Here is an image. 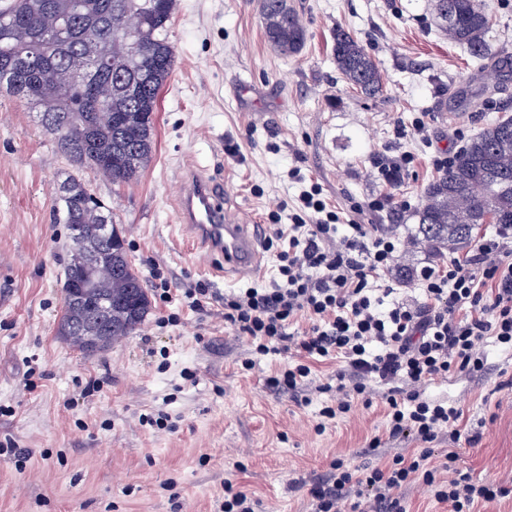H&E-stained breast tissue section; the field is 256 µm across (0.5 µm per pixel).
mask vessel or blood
I'll list each match as a JSON object with an SVG mask.
<instances>
[{
	"instance_id": "obj_1",
	"label": "vessel or blood",
	"mask_w": 512,
	"mask_h": 512,
	"mask_svg": "<svg viewBox=\"0 0 512 512\" xmlns=\"http://www.w3.org/2000/svg\"><path fill=\"white\" fill-rule=\"evenodd\" d=\"M178 222L195 238L199 248L220 259V266L214 269L216 275L229 280L260 267L265 226L247 224L228 214L221 190L200 170L182 173Z\"/></svg>"
}]
</instances>
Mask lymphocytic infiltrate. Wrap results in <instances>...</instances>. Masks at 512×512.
<instances>
[{"label": "lymphocytic infiltrate", "mask_w": 512, "mask_h": 512, "mask_svg": "<svg viewBox=\"0 0 512 512\" xmlns=\"http://www.w3.org/2000/svg\"><path fill=\"white\" fill-rule=\"evenodd\" d=\"M322 194L316 183L303 189L291 224L279 221L282 204L270 209L278 278L226 294L224 323L249 337L257 354L290 355L267 387L305 401L331 395L319 412L327 420L348 414L354 400L381 396L389 437L419 446L364 469L333 460L309 488L313 512H407L403 492L413 485L450 512H477L512 496V485L463 472L453 449L434 460L432 443L460 440L461 414L422 393L449 375L482 371L484 340L512 349V225H498L464 258L422 268V302H399L378 285L392 271L399 239L378 224L341 225ZM324 361L341 362L335 383L313 378L314 364Z\"/></svg>", "instance_id": "1"}]
</instances>
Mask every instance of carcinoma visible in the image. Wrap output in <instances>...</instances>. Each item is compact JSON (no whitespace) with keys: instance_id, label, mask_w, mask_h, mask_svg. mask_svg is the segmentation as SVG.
I'll use <instances>...</instances> for the list:
<instances>
[{"instance_id":"1","label":"carcinoma","mask_w":512,"mask_h":512,"mask_svg":"<svg viewBox=\"0 0 512 512\" xmlns=\"http://www.w3.org/2000/svg\"><path fill=\"white\" fill-rule=\"evenodd\" d=\"M176 0H4L0 4V94L39 108L41 124L72 162L116 185L138 179L153 156L159 93L176 61L169 23ZM448 42L480 61L489 59L491 18L484 0H435ZM140 18L138 31L125 17ZM268 43L291 56L308 31L289 0H262ZM68 22L62 37L52 33ZM333 54L350 88L374 97L383 78L377 61L354 37L338 30ZM112 103L104 116L99 101ZM74 177L58 187L57 221L72 243L66 270L85 258L84 241L98 224H114L112 211ZM416 241L438 258L467 247L485 224H512V118L498 117L468 140L453 164L428 185L417 211ZM112 276L87 297L63 296L58 332L76 349L92 351L89 336L133 334L151 301L128 259L124 243H97Z\"/></svg>"}]
</instances>
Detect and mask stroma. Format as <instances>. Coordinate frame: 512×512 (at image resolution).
Segmentation results:
<instances>
[{"instance_id":"35a3bbf8","label":"stroma","mask_w":512,"mask_h":512,"mask_svg":"<svg viewBox=\"0 0 512 512\" xmlns=\"http://www.w3.org/2000/svg\"><path fill=\"white\" fill-rule=\"evenodd\" d=\"M308 30L284 56L267 42L261 0H177L170 23L176 67L155 114V150L138 181L115 186L62 156L27 103L0 96V440L29 451L25 465L0 453V512H211L225 482L254 492L265 512H311L306 484L336 458L373 466L410 451L390 440L379 404L355 402L316 432L324 400L298 405L265 384L283 355H255L224 325V293L267 286L276 250L259 273L225 281L191 248L176 220L185 160L224 187L237 218L265 223L272 201L295 205L303 181L321 185L343 220L386 225L402 242L390 283L399 301H422L417 273L440 268L415 242L419 206L438 172V150L463 147L492 118L512 116V0H485L491 58L449 43L433 0H292ZM378 62L382 93L364 97L336 67V30ZM504 89L492 92L496 72ZM423 121L430 141L410 135ZM412 155L404 183L376 179L382 152ZM299 170L300 180L289 178ZM80 179L116 215L128 256L150 294L141 328L86 357L57 334L68 231L54 223L58 184ZM391 208L355 216L376 196ZM410 209H396L400 200ZM170 286L155 292V272ZM204 284L205 310L182 290ZM179 314L175 326L163 317ZM482 372L454 374L425 394L463 413L460 465L474 479L512 482V354L485 341ZM255 359L245 372L241 363ZM166 419L165 428L154 426ZM379 455H361L373 438ZM175 483L181 508L166 489Z\"/></svg>"}]
</instances>
